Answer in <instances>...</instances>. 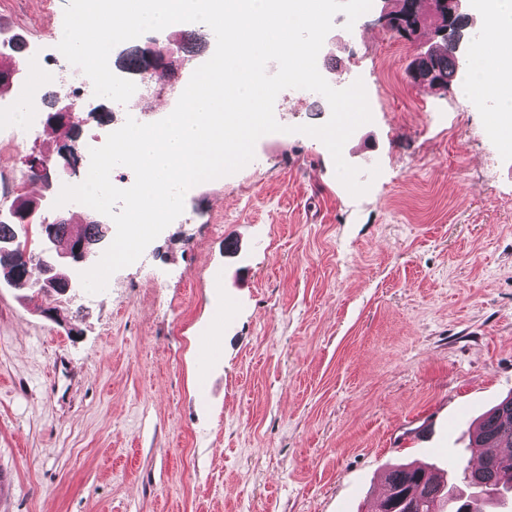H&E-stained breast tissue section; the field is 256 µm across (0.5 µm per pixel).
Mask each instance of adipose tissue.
<instances>
[{
	"instance_id": "obj_1",
	"label": "adipose tissue",
	"mask_w": 512,
	"mask_h": 512,
	"mask_svg": "<svg viewBox=\"0 0 512 512\" xmlns=\"http://www.w3.org/2000/svg\"><path fill=\"white\" fill-rule=\"evenodd\" d=\"M485 28L470 55L466 95L491 102L500 129L512 134V0H478Z\"/></svg>"
}]
</instances>
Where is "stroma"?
Wrapping results in <instances>:
<instances>
[{"mask_svg": "<svg viewBox=\"0 0 512 512\" xmlns=\"http://www.w3.org/2000/svg\"><path fill=\"white\" fill-rule=\"evenodd\" d=\"M68 3L0 0L28 82L69 70ZM394 7L373 0L351 27L336 14L317 58L332 87L364 82L372 120L345 148L366 194L297 131L329 119L326 99L286 89L284 132L198 184L148 264L68 304L0 278V512H372L392 465L476 464L470 432L512 395V165L491 103L410 79L416 42L379 21ZM50 95L75 103L85 140L124 110ZM69 143L44 117L0 127V211L51 201L29 161L77 175Z\"/></svg>", "mask_w": 512, "mask_h": 512, "instance_id": "obj_1", "label": "stroma"}]
</instances>
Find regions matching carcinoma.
<instances>
[{
    "instance_id": "carcinoma-1",
    "label": "carcinoma",
    "mask_w": 512,
    "mask_h": 512,
    "mask_svg": "<svg viewBox=\"0 0 512 512\" xmlns=\"http://www.w3.org/2000/svg\"><path fill=\"white\" fill-rule=\"evenodd\" d=\"M398 11L405 25L415 31L425 26L424 9L420 0H397ZM439 25H448V38L435 44L433 50L415 61L419 69H433L446 79V82H460L467 78L470 69L468 55L457 49L460 43L471 44L479 35V30L471 23L470 14L462 10L455 14L452 20L442 15H436ZM147 47L129 45L124 48L119 57V67L126 73L140 80H154L161 77L169 69L153 66L149 63ZM1 72L12 73V79L0 81V91L19 90L23 85L22 74L15 64L0 63ZM56 240L67 239L71 244L82 241L90 251L97 249V241L101 237L100 225L91 221L85 227L70 229L66 223L54 225ZM27 233L13 219H0V247L8 243L14 244V252L18 254L21 265L29 266L32 278L21 284V288L36 291L34 284L38 275L39 264L52 261L49 253H33L27 249ZM470 447L481 449L480 465L470 471L469 483L479 489L483 500L487 503H499L512 492V482L503 480L500 469L490 466L496 462L512 469V397L497 404L482 419L470 440ZM389 490L380 500L375 512H482L469 502L455 505L456 497L448 483L440 484L430 478L421 467L400 466L388 473Z\"/></svg>"
}]
</instances>
